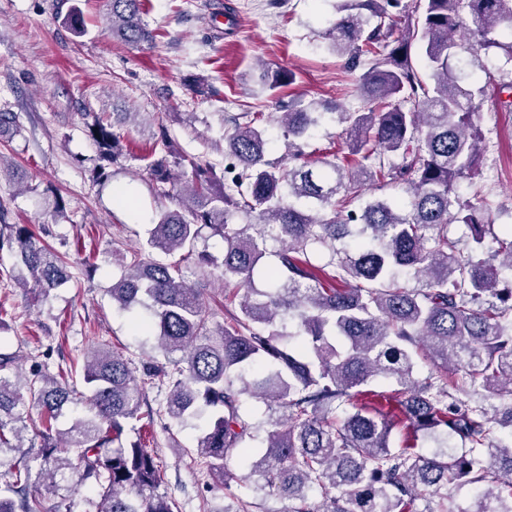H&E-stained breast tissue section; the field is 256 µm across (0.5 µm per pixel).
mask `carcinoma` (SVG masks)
Masks as SVG:
<instances>
[{"instance_id": "obj_1", "label": "carcinoma", "mask_w": 512, "mask_h": 512, "mask_svg": "<svg viewBox=\"0 0 512 512\" xmlns=\"http://www.w3.org/2000/svg\"><path fill=\"white\" fill-rule=\"evenodd\" d=\"M109 3L112 36L136 46L153 41L142 0ZM397 6L336 0L324 50L359 72L357 92L371 107H288L274 116L285 140L277 158L256 126L265 121L260 112L242 124L229 118L230 167L187 159L167 126L178 113L152 114L160 151L149 181L176 206L159 211L146 246L182 257H121L125 272L110 294L159 355L136 370L99 347L79 387L62 369L54 375L37 365L25 375L16 354L0 352V452L24 447L30 410L40 421L39 448L0 486V512H46L44 495L59 488L71 452L81 482L96 492L95 512H174L158 492L164 464L136 427L145 390L157 380L168 392L154 414L197 430L210 474L229 484L228 458L256 441L255 492L294 502L289 512H512V229L487 238V204L459 193L481 151L485 88L465 85L452 65L499 51L512 63V42L499 39L501 26L512 27V0H411L401 16ZM62 20L76 34L85 30L74 5ZM259 79L275 89L293 76L264 68ZM83 116L101 161L92 170L98 181L105 165L125 156L123 140L108 113ZM328 121L343 126L347 153L313 159L303 142ZM394 184L405 198L352 206L365 191ZM454 223L467 225L466 240L448 236ZM8 228L0 250L26 272L22 285L45 299L68 283L62 256L31 225ZM205 228L222 239L221 255L197 248ZM315 251L324 252L323 264L312 263ZM268 255L275 262L267 287L257 288L254 270ZM185 261L218 270L233 286L238 307L224 324L209 326ZM380 379L390 382L397 420L379 409ZM250 399L265 404L266 421L246 412ZM399 425L406 443L395 448ZM421 433L441 440V450L417 451ZM34 461L42 490L32 480ZM465 484L478 491L462 507L453 490ZM425 492L438 498L436 507L419 506Z\"/></svg>"}]
</instances>
